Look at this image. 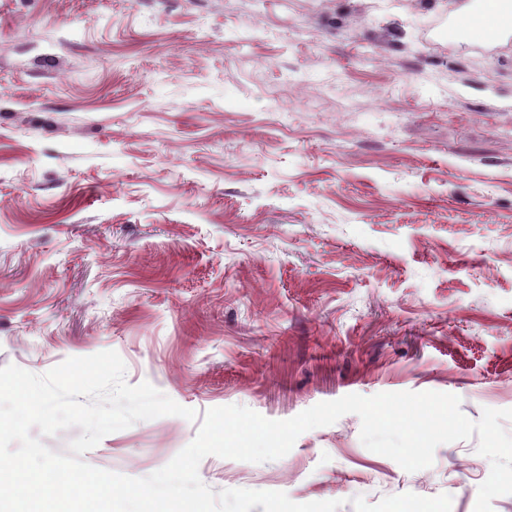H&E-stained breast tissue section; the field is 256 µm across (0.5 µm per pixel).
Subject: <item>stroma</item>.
<instances>
[{
    "mask_svg": "<svg viewBox=\"0 0 512 512\" xmlns=\"http://www.w3.org/2000/svg\"><path fill=\"white\" fill-rule=\"evenodd\" d=\"M463 0H0V368L116 351L197 413L348 394L512 409V39ZM199 424L110 433L145 477ZM347 414L213 491L474 512L470 438L410 473Z\"/></svg>",
    "mask_w": 512,
    "mask_h": 512,
    "instance_id": "obj_1",
    "label": "stroma"
}]
</instances>
